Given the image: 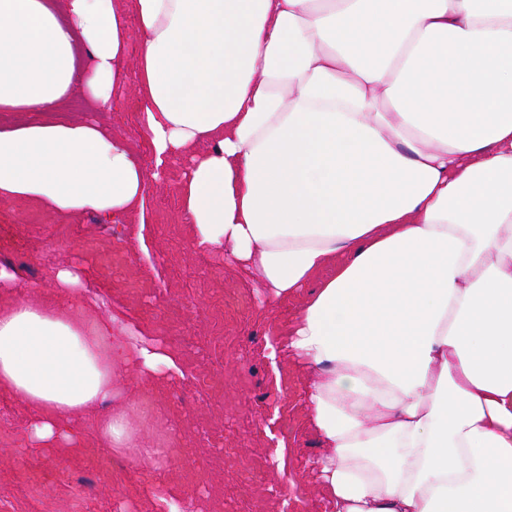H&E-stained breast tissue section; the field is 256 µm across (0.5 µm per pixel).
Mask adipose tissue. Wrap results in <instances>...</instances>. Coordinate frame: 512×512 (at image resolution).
<instances>
[{"label":"adipose tissue","mask_w":512,"mask_h":512,"mask_svg":"<svg viewBox=\"0 0 512 512\" xmlns=\"http://www.w3.org/2000/svg\"><path fill=\"white\" fill-rule=\"evenodd\" d=\"M152 163L90 118L126 55L114 0H0V200L107 220L199 142L196 248L247 265L305 371L333 512H512V0H134ZM81 274L0 308V389L34 447L178 358Z\"/></svg>","instance_id":"obj_1"}]
</instances>
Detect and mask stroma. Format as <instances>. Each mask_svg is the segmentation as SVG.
Wrapping results in <instances>:
<instances>
[{"label":"stroma","mask_w":512,"mask_h":512,"mask_svg":"<svg viewBox=\"0 0 512 512\" xmlns=\"http://www.w3.org/2000/svg\"><path fill=\"white\" fill-rule=\"evenodd\" d=\"M127 51L109 108L99 119L150 162L143 104L136 91L140 32L133 0ZM174 158L148 183L143 217L119 224L94 213L64 218L33 202L0 200V264L21 284L55 291L64 265L80 267L85 288L110 299L134 333L176 353L182 377L149 381L121 370L119 396L102 412H125L146 463L103 442L93 415L83 448L30 447V408L0 391V512H158L151 489L176 486L185 512H331L310 460L322 448L310 432L304 375L281 358L272 367L266 336L287 327L294 304L267 306L263 289L223 253H200L181 208L189 157Z\"/></svg>","instance_id":"1"}]
</instances>
